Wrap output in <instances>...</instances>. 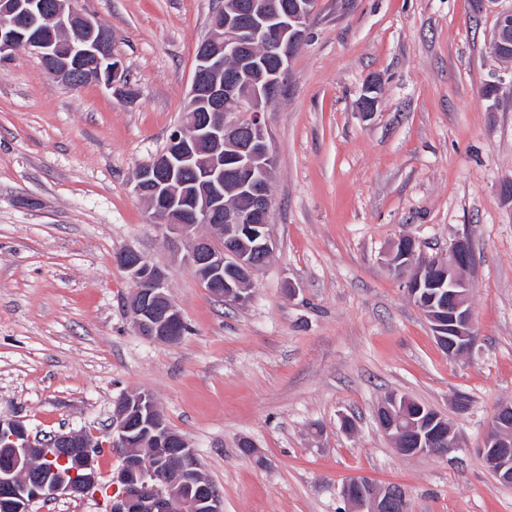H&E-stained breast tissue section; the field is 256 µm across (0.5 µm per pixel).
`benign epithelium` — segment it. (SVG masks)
Returning a JSON list of instances; mask_svg holds the SVG:
<instances>
[{
    "instance_id": "1",
    "label": "benign epithelium",
    "mask_w": 512,
    "mask_h": 512,
    "mask_svg": "<svg viewBox=\"0 0 512 512\" xmlns=\"http://www.w3.org/2000/svg\"><path fill=\"white\" fill-rule=\"evenodd\" d=\"M315 0H226L200 45L179 126L165 150L135 175L136 193L153 217L187 243L180 264L215 288L216 298L242 306L251 297L253 277L274 249L270 232L269 181L272 154L265 112L279 96L288 62L305 41ZM512 37V9L501 13L489 48L501 56ZM23 48L66 88L95 80L122 97L133 90L124 64L112 51V32L79 7V0H0V57ZM233 163L236 190L251 200L245 212L224 195V163ZM197 171L196 188L182 183L180 172ZM200 225L227 240L215 248L196 235ZM116 264L134 284L130 300L136 332L175 342L184 320L168 294L169 273L140 251L127 247ZM471 263L469 241L461 238L444 258L424 259L416 241L402 237L389 265L412 266L407 293L427 316L439 346L450 357L472 349L475 334L469 306L472 284L462 276ZM394 393L378 406L376 420L402 458L446 457L459 442L441 413ZM173 435L148 393L123 396L112 419L111 447L120 450V492L109 512H224L221 494L206 484L201 463L187 442L172 447ZM50 446L56 463L39 465L43 445L21 420L0 418V512H30L41 499L77 498L97 486L93 454L97 443L86 432L56 433ZM476 457L497 478L512 483V404L498 408ZM349 512H407L402 487L368 479L343 484Z\"/></svg>"
}]
</instances>
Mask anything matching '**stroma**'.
Instances as JSON below:
<instances>
[{"label": "stroma", "instance_id": "35a3bbf8", "mask_svg": "<svg viewBox=\"0 0 512 512\" xmlns=\"http://www.w3.org/2000/svg\"><path fill=\"white\" fill-rule=\"evenodd\" d=\"M220 2L80 0L111 28L129 98L64 88L22 48L0 59V417L103 446L92 492L32 512H107L123 464L112 415L138 392L195 449L224 512H346L353 478L399 484L410 512H512V485L475 455L512 403V60L489 50L512 0H317L266 114L274 252L240 307L173 264L134 190ZM403 236L426 258L469 238V353L448 358L388 269ZM128 246L168 267L178 341L136 333L114 262ZM391 392L444 414L459 450L397 456L375 420Z\"/></svg>", "mask_w": 512, "mask_h": 512}]
</instances>
